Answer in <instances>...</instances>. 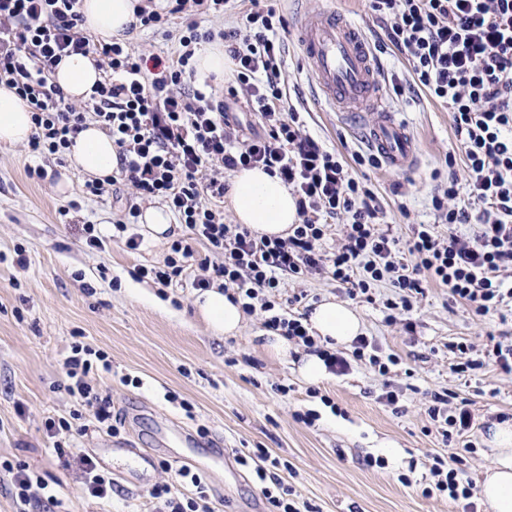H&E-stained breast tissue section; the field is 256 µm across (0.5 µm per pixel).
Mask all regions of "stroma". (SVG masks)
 <instances>
[{
    "label": "stroma",
    "mask_w": 512,
    "mask_h": 512,
    "mask_svg": "<svg viewBox=\"0 0 512 512\" xmlns=\"http://www.w3.org/2000/svg\"><path fill=\"white\" fill-rule=\"evenodd\" d=\"M269 3L291 24L299 10L329 8L360 28L387 90L385 109L407 124L421 147L412 167L369 170L383 219L403 236L409 225L433 223L431 175L456 142L446 105L423 93L392 92L393 79H408L410 66L384 46L366 0ZM309 71L294 40L286 39L283 78L310 133L346 155L366 151L339 113L318 104ZM37 165L46 170L45 179L29 178L28 168ZM61 168L28 145L0 144V461L24 464L40 476L61 499L60 512H160L162 503L151 491L161 484L181 500L197 499L189 476L180 474L184 468L203 475L211 512H268L257 459L244 465L237 460L239 452L259 448L283 461L276 475L301 510L492 512L477 496L467 507L423 490L438 457L460 456L463 476L473 484L488 475L494 454L484 433L500 416L512 418V374L493 363L475 373L457 371L464 357L448 346L466 343L479 353L493 340L511 343V317L473 315L446 288L430 283L413 310L390 324L385 303L397 296L390 283L352 298L318 275L288 279L278 296L282 309L303 314L327 298L348 303L380 356L399 358L383 376L355 360L347 374L310 384L299 373L304 347L277 355L260 317L245 316L237 335L212 333L196 306V283L212 277L222 255L197 243L176 282L137 277L139 267L162 265L171 242L186 237L185 226L173 224L155 238L136 224L143 243L128 249L110 238L126 194L87 196L86 177L77 173L68 194L58 195ZM66 205L69 215L60 216ZM88 222L106 235L104 248L87 245L82 226ZM298 293L304 299L297 303ZM75 342L105 355L112 366L90 377L110 400L111 428L100 427L92 408L80 406L65 388L61 366ZM435 395L447 398L452 409L468 403L475 418L472 429L447 445L426 413ZM76 410L87 432L71 438L72 455L58 458L47 424L70 419ZM310 410L317 418L308 426L298 416ZM184 431L223 440L224 453L186 447ZM84 455L111 477V497L86 491L79 462ZM371 457L383 458L384 467L369 466Z\"/></svg>",
    "instance_id": "stroma-1"
}]
</instances>
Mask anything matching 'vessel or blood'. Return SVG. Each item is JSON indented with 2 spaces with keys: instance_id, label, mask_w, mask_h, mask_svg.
<instances>
[{
  "instance_id": "1",
  "label": "vessel or blood",
  "mask_w": 512,
  "mask_h": 512,
  "mask_svg": "<svg viewBox=\"0 0 512 512\" xmlns=\"http://www.w3.org/2000/svg\"><path fill=\"white\" fill-rule=\"evenodd\" d=\"M297 26L302 53L312 63L311 81L318 97L338 112H359L379 104L375 60L355 26L329 10L300 17ZM366 139L390 166L408 168L419 158L416 140L394 113H377Z\"/></svg>"
}]
</instances>
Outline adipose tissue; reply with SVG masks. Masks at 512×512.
<instances>
[{
  "instance_id": "1",
  "label": "adipose tissue",
  "mask_w": 512,
  "mask_h": 512,
  "mask_svg": "<svg viewBox=\"0 0 512 512\" xmlns=\"http://www.w3.org/2000/svg\"><path fill=\"white\" fill-rule=\"evenodd\" d=\"M138 0H83L84 31L95 40L108 43L125 40L135 20ZM103 73L92 58L72 55L63 59L52 75L65 95L73 100L88 96ZM33 124L28 107L13 89L0 84V143L15 145L29 141ZM68 166L61 171L56 185L65 193L70 173L76 172L104 180L118 167V154L112 139L96 123H88L78 135L68 154ZM232 207L237 223L269 237H287L298 221L296 199L282 180L262 168L238 170L231 189ZM204 320L218 335H235L244 312L218 287L204 291L197 300ZM309 322L320 342L328 347H350L362 334L359 315L348 304L323 300L312 311ZM495 451L494 470L479 489L492 512H512V424L491 423L485 438Z\"/></svg>"
}]
</instances>
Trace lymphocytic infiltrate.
Listing matches in <instances>:
<instances>
[{
    "label": "lymphocytic infiltrate",
    "instance_id": "1",
    "mask_svg": "<svg viewBox=\"0 0 512 512\" xmlns=\"http://www.w3.org/2000/svg\"><path fill=\"white\" fill-rule=\"evenodd\" d=\"M166 12L137 6L139 29L165 31L188 11L215 17L239 13L237 25L201 28L189 21L174 56L138 55L129 43H93L82 29L81 0H0V83L14 88L32 113L35 153L62 159L87 121L111 137L120 160L112 178L88 180L93 197L122 186L134 203L114 227L128 249L136 199H162L188 237L173 241L159 267L139 276L170 283L193 258L192 242L222 253L214 266L224 290L247 314L262 313L266 328L315 347L302 317L276 313L283 277L327 275L350 296L382 282L396 288L387 323L412 310L425 282L448 288L478 316L512 305V0H368L389 45L411 66L408 85L447 105L457 139L445 156L450 172L431 192L435 221L415 224L408 237L382 223V209L354 166L377 167V156H343L306 129L282 80L287 21L262 0H168ZM222 41L235 66L236 85L222 96L211 83L195 86L193 58ZM92 54L105 76L89 97L75 102L53 82L63 57ZM244 97L259 115L262 134L242 137L226 97ZM463 163L467 177L454 167ZM260 166L279 176L296 198L299 224L285 239L270 238L224 220V175ZM340 221L336 251L323 247L328 220ZM472 232L458 233V226ZM90 351L76 344L63 361L67 390L111 426L109 400L88 381Z\"/></svg>",
    "mask_w": 512,
    "mask_h": 512
}]
</instances>
